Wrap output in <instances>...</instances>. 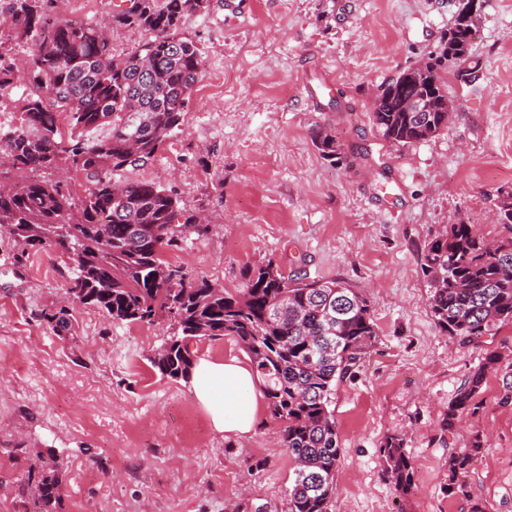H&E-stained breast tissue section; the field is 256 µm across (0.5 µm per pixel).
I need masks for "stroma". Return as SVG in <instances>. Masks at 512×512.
I'll return each mask as SVG.
<instances>
[{
	"label": "stroma",
	"mask_w": 512,
	"mask_h": 512,
	"mask_svg": "<svg viewBox=\"0 0 512 512\" xmlns=\"http://www.w3.org/2000/svg\"><path fill=\"white\" fill-rule=\"evenodd\" d=\"M461 0H212L182 29L205 58L179 129L141 169L117 181L175 187L181 208L206 216L173 264L242 290L245 267L340 279L370 304L377 339L333 397L341 444L333 512H512V326L462 346L427 305L421 253L450 223L489 240L512 237L491 220L512 191V0H482L461 65L437 73L455 116L437 136L387 141L371 104L399 72L429 64ZM470 73L460 81L457 69ZM336 140L325 160L317 132ZM0 229V512H29L20 492L39 458L64 479L62 512H240L284 506L294 462L282 424L263 410L247 435L217 433L188 381L151 361L164 323H116L69 306L59 334L38 313L65 303L72 263L49 248L18 266ZM501 352L479 408L442 428L449 402L480 363ZM400 434L414 487L387 480L379 448ZM482 435L467 497L449 495V449Z\"/></svg>",
	"instance_id": "obj_1"
}]
</instances>
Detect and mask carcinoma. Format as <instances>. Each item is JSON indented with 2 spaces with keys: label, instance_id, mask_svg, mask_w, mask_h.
Returning a JSON list of instances; mask_svg holds the SVG:
<instances>
[{
  "label": "carcinoma",
  "instance_id": "obj_1",
  "mask_svg": "<svg viewBox=\"0 0 512 512\" xmlns=\"http://www.w3.org/2000/svg\"><path fill=\"white\" fill-rule=\"evenodd\" d=\"M54 0H5L14 38L30 49L22 67L0 40V113L17 121L0 137V228L24 247L60 251L74 267L68 299L126 323H169L170 334L152 365L172 380L187 379L205 339L234 337L247 350L273 417L284 424L282 444L293 457L284 512H331L341 445L332 397L355 376L376 340L368 301L347 283L283 275L272 265L248 267L232 294L164 259L182 248L185 232L209 227L179 207L174 191L153 181L118 184L112 173L146 166L179 128L204 71L200 48L181 35L185 20L207 13L211 0H123L112 21L52 18ZM141 29L149 38L125 55L112 53L107 29ZM475 23L456 16L443 57L472 35ZM436 83L433 104L448 102L435 68L415 69ZM22 83L17 99L3 91ZM67 117V130L54 113ZM394 144L424 141L448 127L444 112H403L395 101L373 113ZM316 147L336 158V140L320 133ZM428 308L440 332L461 345H478L512 325V239L492 251L472 224H450L425 246ZM39 317L57 330L73 329L69 307ZM502 358L486 351L448 404L444 427L476 413V398ZM484 439L448 451V494L467 495L473 460ZM385 474L406 494L413 467L403 436L382 443ZM62 473L52 462L31 487L32 512H61Z\"/></svg>",
  "mask_w": 512,
  "mask_h": 512
}]
</instances>
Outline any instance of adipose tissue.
I'll return each mask as SVG.
<instances>
[{"label": "adipose tissue", "instance_id": "adipose-tissue-1", "mask_svg": "<svg viewBox=\"0 0 512 512\" xmlns=\"http://www.w3.org/2000/svg\"><path fill=\"white\" fill-rule=\"evenodd\" d=\"M192 390L207 411L213 429L245 435L254 430L259 411V379L238 360H200L192 375Z\"/></svg>", "mask_w": 512, "mask_h": 512}]
</instances>
